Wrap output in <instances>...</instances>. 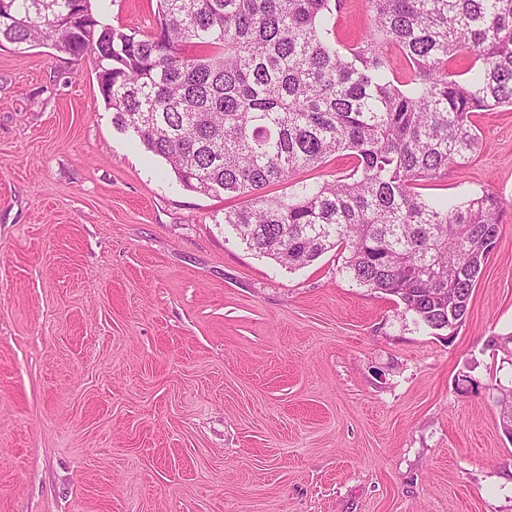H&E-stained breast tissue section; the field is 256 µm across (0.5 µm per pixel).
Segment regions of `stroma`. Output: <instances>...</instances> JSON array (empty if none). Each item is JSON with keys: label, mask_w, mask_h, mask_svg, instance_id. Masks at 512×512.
<instances>
[{"label": "stroma", "mask_w": 512, "mask_h": 512, "mask_svg": "<svg viewBox=\"0 0 512 512\" xmlns=\"http://www.w3.org/2000/svg\"><path fill=\"white\" fill-rule=\"evenodd\" d=\"M155 25L157 0H92ZM337 36L368 32L340 0ZM420 182L506 213L454 338L356 285L336 249L289 269L116 126L90 61L0 45V512H512L496 398L512 364V109Z\"/></svg>", "instance_id": "35a3bbf8"}]
</instances>
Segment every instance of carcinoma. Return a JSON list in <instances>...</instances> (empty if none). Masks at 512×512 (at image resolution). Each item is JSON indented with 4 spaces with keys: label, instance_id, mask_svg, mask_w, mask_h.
<instances>
[{
    "label": "carcinoma",
    "instance_id": "carcinoma-1",
    "mask_svg": "<svg viewBox=\"0 0 512 512\" xmlns=\"http://www.w3.org/2000/svg\"><path fill=\"white\" fill-rule=\"evenodd\" d=\"M367 3L371 30L346 46L332 0H157L149 32L101 23L91 0L80 6L90 23L74 30L10 0L0 45L41 42L91 61L114 123L183 186L245 198L224 223L249 250L300 268L341 247L357 285L453 336L503 203L485 190L428 199L416 186L476 155L473 114L512 108V0ZM344 151L354 163L335 180L262 194Z\"/></svg>",
    "mask_w": 512,
    "mask_h": 512
}]
</instances>
